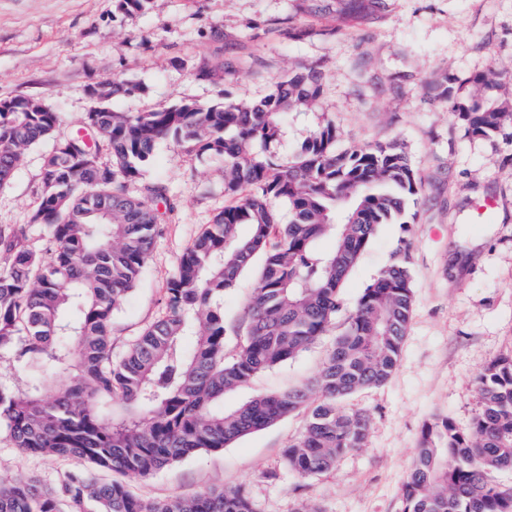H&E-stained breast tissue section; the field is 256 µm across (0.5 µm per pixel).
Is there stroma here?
<instances>
[{"mask_svg":"<svg viewBox=\"0 0 512 512\" xmlns=\"http://www.w3.org/2000/svg\"><path fill=\"white\" fill-rule=\"evenodd\" d=\"M310 69L320 77L319 104L289 114L272 152L288 157L329 120L341 148L401 143L423 179L413 224L380 225L341 291L352 309L409 242L415 305L399 366L385 385L347 400L368 415V438L330 471L300 478L286 466L283 451L305 426L299 412L229 447L128 478L140 498L240 486L256 512H295L302 503L321 512H403L401 489L423 425L446 416L469 428L481 409L478 375L512 354V119L475 136L458 109L512 102V0H150L137 16L117 0H0V98H31L60 112L59 139L81 125L93 106L87 88L103 79L140 84L113 108L145 112L250 102ZM203 70L214 78H200ZM478 74L484 83H473ZM442 87L450 98L439 96ZM51 148L47 140L28 149L0 189V232L25 229L42 253L50 239L30 219ZM158 180L170 197L140 282L113 316L117 353L165 313L178 257L229 203L221 166L170 140L128 190L138 195ZM256 277V269L245 271L224 295L227 353L244 334ZM344 321L337 316L293 360L226 395L225 406L314 376ZM73 466L66 457L23 453L0 430L2 479L51 486Z\"/></svg>","mask_w":512,"mask_h":512,"instance_id":"obj_1","label":"stroma"}]
</instances>
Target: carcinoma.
<instances>
[{"mask_svg":"<svg viewBox=\"0 0 512 512\" xmlns=\"http://www.w3.org/2000/svg\"><path fill=\"white\" fill-rule=\"evenodd\" d=\"M142 91L105 81L85 128L55 141L42 168L43 192L32 223L47 232L49 257L22 244L25 231L0 235V428L34 455L75 462L58 483L0 479V512H255L241 487L192 497L145 500L119 481L100 482L84 466L147 477L198 452L227 447L307 405L304 432L283 457L300 477L323 473L364 446L368 417L344 401L385 384L395 371L415 295L405 240L347 314L319 372L306 384L260 394L229 410L224 394L306 350L342 310L341 289L381 224L408 228V205L422 178L396 142L336 148L326 122L286 161L265 153L279 141L288 113L317 105L313 72L275 82L248 104L184 103L117 112L112 102ZM0 188L23 152L50 138L61 113L33 99L1 98ZM512 111L464 108L471 132L487 136ZM103 136L104 166L92 134ZM224 167V194L250 193L224 208L181 255L167 285L168 312L120 355L112 352V317L134 290L168 201L162 182L133 196L158 143ZM288 210L280 222L277 206ZM325 236L335 238L330 251ZM262 260L246 304V331L225 353L221 299L240 273ZM73 373L58 388L47 377ZM482 409L467 431L447 418L423 426L402 489L404 512H512V489L489 479L512 470V355L478 375Z\"/></svg>","mask_w":512,"mask_h":512,"instance_id":"cac0c4a2","label":"carcinoma"}]
</instances>
